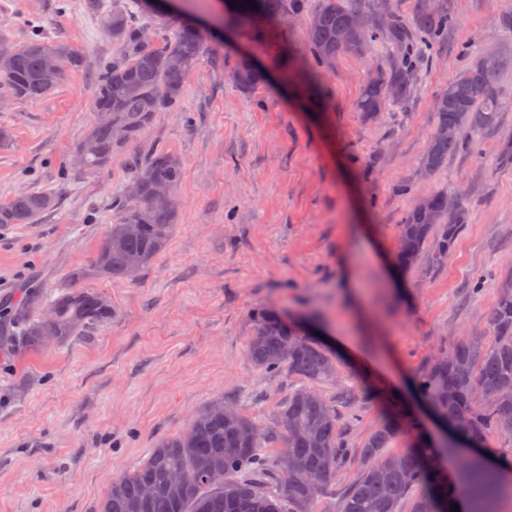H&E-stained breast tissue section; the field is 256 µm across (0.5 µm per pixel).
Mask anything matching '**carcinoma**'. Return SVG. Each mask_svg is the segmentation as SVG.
<instances>
[{"instance_id": "carcinoma-1", "label": "carcinoma", "mask_w": 512, "mask_h": 512, "mask_svg": "<svg viewBox=\"0 0 512 512\" xmlns=\"http://www.w3.org/2000/svg\"><path fill=\"white\" fill-rule=\"evenodd\" d=\"M227 15L235 25L257 18L280 21L299 12L301 0H236ZM254 6H249V3ZM149 0H128L112 8L108 29L124 54L103 64L95 75L93 120L74 149L78 165L99 170L126 146L139 141L159 112L181 106L185 80L203 50L201 34L183 26L152 42L146 26L158 23ZM361 25L353 45L337 42L338 33L353 22ZM448 27V7L421 0L405 23L382 25L366 18L345 0H320L304 25L310 58L318 67L345 53L361 54L382 41L391 48L388 70L363 87L355 104L364 116L391 105L406 106L417 80V64ZM54 59L60 75L48 82L44 63ZM508 58L496 53L472 57L461 75L448 82L435 102L433 128L421 158V172L431 176L448 164V156L475 147L493 127L502 108L497 78ZM81 57L69 46L40 35L18 47L0 36V87L18 99L37 100L59 85ZM235 84L249 92L264 81L246 60L233 72ZM183 165L170 152H155L139 163L129 189L117 204V217L89 263L74 271L69 282L41 295V308L29 315L15 336L27 347L44 349L71 336H82L112 319V309L98 304L101 293L88 282L133 281L163 253L173 234L176 190ZM427 206H414L400 225L394 261L403 271L423 258L433 265L454 251L466 211L448 222V195L426 196ZM55 198L45 193L18 195L0 205V226L32 224L52 209ZM497 301L488 317L489 335L460 337L440 350L418 379V388L439 417L472 439L512 441V275L497 283ZM249 362L266 373L286 372L302 384L259 421L219 399L198 411L190 426L161 439L135 470L117 478L97 512H313L325 485L350 462L342 433L344 420L336 404L314 385L341 378L336 357L309 335L271 310L254 316ZM385 416L360 450L362 471L349 487L339 512H399L400 502L416 494L414 512H451L468 494V512H487L498 490L491 476L467 463L462 477L448 474L432 449L448 440H427L399 399L384 396ZM411 436L406 450L390 453L398 437ZM282 445L274 456L267 449ZM221 474L224 481L213 476Z\"/></svg>"}]
</instances>
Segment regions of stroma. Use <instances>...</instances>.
Segmentation results:
<instances>
[{
  "label": "stroma",
  "instance_id": "1",
  "mask_svg": "<svg viewBox=\"0 0 512 512\" xmlns=\"http://www.w3.org/2000/svg\"><path fill=\"white\" fill-rule=\"evenodd\" d=\"M317 4L302 0L301 18L269 24L259 46L251 26L226 30L221 0H208L180 108L89 172L72 155L91 120L92 77L123 47L94 0H0V35L21 46L37 25L83 60L41 99L0 90V126L13 133L0 149V204L24 192L56 199L35 223L0 228V308L88 263L146 155L183 162L166 251L134 281L92 283L112 305L109 324L44 350L0 344V512H97L116 478L215 399L265 418L299 382L250 366L256 309L319 328L345 375L319 389L331 400L347 392L358 410L343 427L354 451L381 419L378 392H394L403 372L418 379L444 344L487 331L497 283L512 274V165L497 160L512 140V68L477 150L430 178L420 159L436 97L470 55L512 49L501 26L512 0H448V29L420 61L408 107L370 119L355 102L387 68L386 44L319 69L323 107L295 78L286 51L304 53L302 17ZM247 54L266 72L252 93L232 80ZM435 191L465 194L456 249L392 284L398 226Z\"/></svg>",
  "mask_w": 512,
  "mask_h": 512
}]
</instances>
